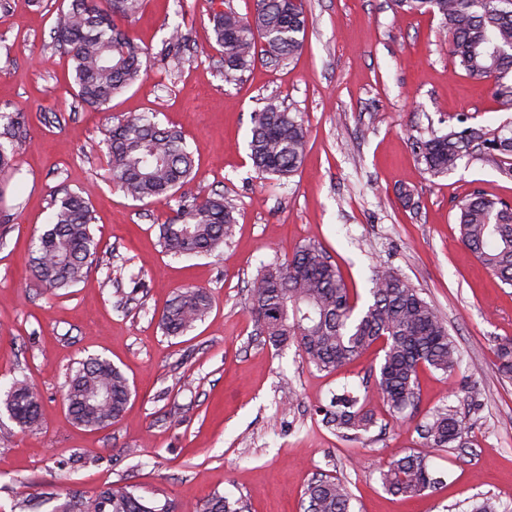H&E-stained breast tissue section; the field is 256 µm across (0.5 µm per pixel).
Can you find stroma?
Wrapping results in <instances>:
<instances>
[{
    "mask_svg": "<svg viewBox=\"0 0 512 512\" xmlns=\"http://www.w3.org/2000/svg\"><path fill=\"white\" fill-rule=\"evenodd\" d=\"M61 4L0 0V108L24 110L29 138L0 173V389L27 376L43 411L41 429L25 434L0 407V512H22L30 495L39 512H55L67 492L113 482L177 512H198L217 493L249 512H303L306 487L324 475L347 484L354 512H471L486 498L512 512V379L494 355L512 338V287L464 246L457 208L475 192L512 203V172L499 157L470 154L433 176L412 149L464 124L512 132V104L493 82L455 74L440 17L399 11L394 0H307L301 51L257 61L228 83L211 0H144L124 27L147 72L99 111L77 103L71 64L53 44ZM175 31L180 52L164 57ZM271 98L308 128L299 171L280 181L259 178L248 157L252 116ZM140 113L181 130L194 150L187 195L220 192L235 207L236 233L214 254H166L158 234L170 207L109 181L106 131ZM64 188L88 192L99 246L82 281L52 292L31 273L29 245ZM310 241L360 298L375 271L391 268L446 322L461 369L449 379L420 369L411 416L392 417L372 396L376 351L327 374L296 344L261 335L249 311L258 271ZM188 286L205 289L212 308L186 334L164 335L159 318ZM96 356L121 370L131 398L116 424L89 431L68 421L63 386ZM346 392L366 397L369 432L326 423L323 406ZM443 405L468 428L463 447L434 454L443 484L409 499L388 494L379 468L422 448L420 427Z\"/></svg>",
    "mask_w": 512,
    "mask_h": 512,
    "instance_id": "obj_1",
    "label": "stroma"
}]
</instances>
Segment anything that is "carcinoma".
Segmentation results:
<instances>
[{
  "instance_id": "carcinoma-1",
  "label": "carcinoma",
  "mask_w": 512,
  "mask_h": 512,
  "mask_svg": "<svg viewBox=\"0 0 512 512\" xmlns=\"http://www.w3.org/2000/svg\"><path fill=\"white\" fill-rule=\"evenodd\" d=\"M403 11L439 15L449 37L455 66L476 80H492L497 97L512 101V0H395ZM143 0H71L58 13L57 43L70 56L78 100L106 110L112 98L136 84L145 71L144 50L119 21L139 13ZM214 42L224 55V79L250 69L259 58L280 61L301 50L307 28L304 0H255L253 13L229 7L211 14ZM307 129L301 116L272 99L254 113L249 158L263 177L288 178L302 163ZM24 111L0 113V171L13 168L26 142ZM476 146L512 160V136L482 127L452 130L413 143L425 170L444 174ZM112 184L138 201L175 203V216L160 227L159 244L173 256L215 253L235 231L234 206L216 193L198 199L181 192L192 181L194 152L182 133L162 128L147 115L114 124L107 139ZM462 241L502 283L512 285V204L474 193L459 204ZM90 199L69 190L53 194L48 224L34 237L30 256L34 278L51 291L68 289L88 273L98 241L90 231ZM370 299L362 306L323 248L309 242L288 259L263 266L251 297V312L261 333L277 347L294 342L317 370L334 373L372 346L381 358L374 393L393 416L417 405L418 371L428 367L446 376L460 366L455 339L439 311L411 283L391 268L376 271ZM210 297L203 288L177 293L162 312L160 326L181 336L205 318ZM497 370L512 377V339L495 348ZM131 397L129 383L111 361L95 357L81 363L64 393L71 422L105 429L123 415ZM9 418L22 433L42 427L41 406L27 378L12 380L0 392ZM324 418L345 431H368L370 413L348 394L333 398ZM466 426L457 410L444 405L422 425L425 448L406 454L378 471L385 491L403 498L417 496L442 483L430 464L440 448H460ZM304 512H350L351 494L339 478L326 476L305 491ZM55 512H176L158 506L127 484L114 483L98 494L73 492ZM202 512H247L239 499L212 496Z\"/></svg>"
}]
</instances>
